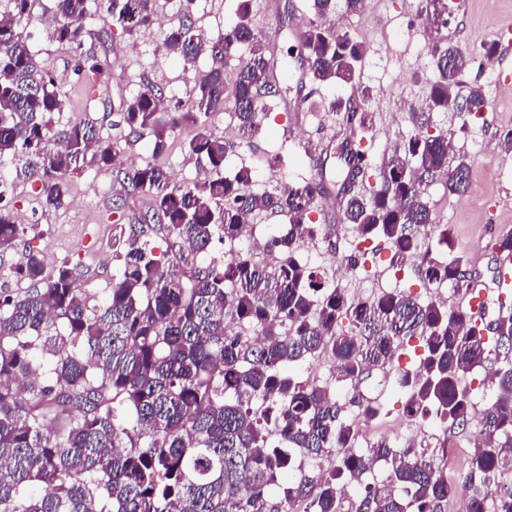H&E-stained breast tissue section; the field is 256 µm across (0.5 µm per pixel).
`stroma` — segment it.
<instances>
[{"label":"stroma","mask_w":512,"mask_h":512,"mask_svg":"<svg viewBox=\"0 0 512 512\" xmlns=\"http://www.w3.org/2000/svg\"><path fill=\"white\" fill-rule=\"evenodd\" d=\"M281 2L286 5L287 14L265 8L262 0H252L250 21L263 38H277L281 53L287 58L298 51L293 31L299 19L310 17L312 9L310 0ZM51 5L52 0H35L28 28L34 33L32 46L40 65L52 71L59 84L70 90L72 116L93 121L111 141L125 142L123 164L154 159L173 174L174 184H200L208 180L211 173L205 163L184 150L190 128H180L169 141L166 152L157 157L152 153L149 139L126 143L125 131L114 127L102 110L103 102L119 103L148 82L165 90L167 105H190L201 79L211 68L210 60L200 58L195 67L189 68L179 56L165 54L160 48L162 30L178 25L182 17L181 0H156L158 26L133 39L116 29L111 42L103 46L99 43L101 22L88 24L86 40L99 46L109 71L108 79L88 92L77 84L67 48L49 41L40 23ZM236 9L237 0H196L193 17L199 29L215 36L235 21ZM422 9L423 0H365L362 13H348L341 7L336 10L342 29L362 39L367 46L358 85L368 87L372 93L368 107L374 115V129L363 145L375 164L402 139L416 132L415 116L420 113L434 79L428 40L415 18ZM508 21H512V0H456L452 18L441 36L448 43L470 50L480 43L495 42L499 27ZM430 126L456 130L454 154L466 161L471 176L467 191L459 195L449 193L440 181L426 186L425 196L435 221L446 225L447 230L425 238L422 247L440 256L464 255L470 261L471 272L491 281L487 243L491 235L512 232V222L495 220L500 211L512 210V150L499 143L501 132L512 128V96L494 98L485 119H475L451 108L432 113ZM343 128L341 114L308 108L288 112L279 98L267 102L262 130L251 141L239 137L233 109H225L211 123L212 132L224 137L231 146L226 171L241 166L253 168L255 181L251 190L258 195L321 172L334 176V153ZM278 153L286 155L285 167L269 168L268 158ZM0 177L8 184L7 198L16 219L37 227L36 232L28 233L19 242L16 250L0 255V289L8 288L16 293L26 289V282L11 276L10 268L30 249L41 254L45 274H52L61 261H70L77 266L86 287L104 295L118 273L112 259V238L117 225L125 221L124 215L112 208L120 192L112 175L93 166L85 167L71 178L64 204L55 209L42 206L35 183L18 176L14 162L0 163ZM335 201L332 195L319 198L309 215L311 223L334 224L337 234L330 239L320 236L310 242L303 251L306 260L326 268L337 285L358 297H371L393 289L410 291L423 300L436 294L413 270L396 273L386 251L378 255L365 273H351L338 264L337 256L348 255L353 248L356 231L343 222L341 215L332 214ZM357 391L364 397L380 399L386 409L382 429L363 425L364 441L382 433L392 434L403 419L404 395L381 383L364 385ZM357 391L349 386L336 389L345 403L343 415L350 422L359 419L357 406L350 402ZM417 441L434 450L439 467L452 481L463 473L466 456L473 446L471 432L459 433L447 442L436 425L418 429Z\"/></svg>","instance_id":"stroma-1"}]
</instances>
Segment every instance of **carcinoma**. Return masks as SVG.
I'll return each instance as SVG.
<instances>
[{
  "label": "carcinoma",
  "mask_w": 512,
  "mask_h": 512,
  "mask_svg": "<svg viewBox=\"0 0 512 512\" xmlns=\"http://www.w3.org/2000/svg\"><path fill=\"white\" fill-rule=\"evenodd\" d=\"M33 0H0V162L25 161L46 208H57L69 180L87 165L112 173L128 211L112 247L117 276L104 297L84 286L63 261L43 276L39 254L23 255L11 270L30 283L23 293L0 291V512H443L467 491L466 512H512V295L497 317L472 318L469 306L449 308L405 290L352 297L303 256L318 228L306 222L317 198L336 193L343 220L361 242L384 241L397 271L415 269L424 282L461 290L475 280L461 256L419 252L439 228L424 187L442 180L451 193L469 185L470 168L450 158L455 131L419 132L384 158L367 195L355 188L372 164L361 141L373 126L359 98L333 99L331 112L350 128L336 146V178L291 183L272 195L250 192L252 171L224 174L230 145L210 129L232 92L240 131L255 135L267 101L288 90L268 77L266 44L249 22V0L238 20L216 38L191 17L162 32L161 48L193 65L205 55L211 69L185 112H168L161 89L146 86L110 111L113 125L137 142L147 135L161 155L178 128H195L186 144L212 176L202 184L170 185L163 167L125 168L120 148L89 120L54 121L69 100L55 76L39 66L30 34ZM46 17L50 41L68 48L74 73L88 86L104 79L85 49L86 22L98 15L134 36L156 23L153 0H53ZM336 0H313L301 34L306 83L353 84L366 47L330 22ZM480 53L435 42L436 78L428 111L450 106L481 119L486 91L465 87ZM240 59L233 77L225 63ZM0 180V252L37 226L17 224ZM152 194L147 212L131 203ZM270 209L288 229L267 239L272 257L259 264L241 255L204 260L214 240L234 242L246 215ZM166 244L158 255L156 236ZM417 366L395 369L405 393L403 415L416 426L479 428L460 482H448L433 456L381 437L357 451L360 431L341 417L336 388L292 377L286 368L309 357L332 365L337 383L369 379L408 354ZM492 371L478 386L462 378ZM491 396L475 411L477 392ZM359 415L379 417V401H357ZM314 464L286 478L296 457ZM382 462V484H362ZM356 496L348 497L349 489Z\"/></svg>",
  "instance_id": "cac0c4a2"
}]
</instances>
